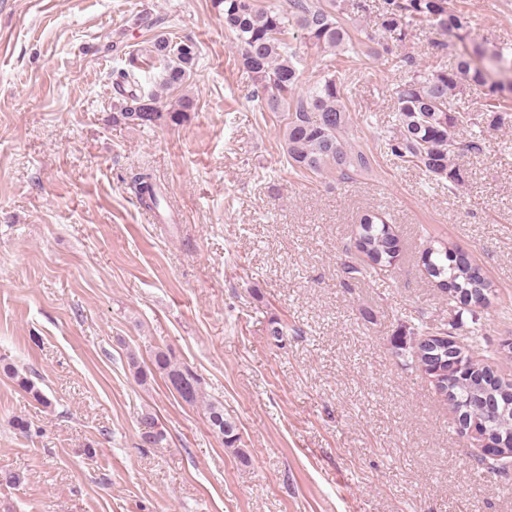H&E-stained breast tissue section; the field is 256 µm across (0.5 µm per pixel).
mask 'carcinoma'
I'll list each match as a JSON object with an SVG mask.
<instances>
[{
	"label": "carcinoma",
	"instance_id": "1",
	"mask_svg": "<svg viewBox=\"0 0 512 512\" xmlns=\"http://www.w3.org/2000/svg\"><path fill=\"white\" fill-rule=\"evenodd\" d=\"M215 0L223 16L224 31L234 40L238 68L253 82V97L271 112L286 111L283 141V166L289 172L308 177L327 170L338 179L348 181L371 167L370 156L356 148L349 138L350 114L344 102V78L337 70L326 72L305 90H299L302 72L301 48L287 38L290 30L301 31L304 47L317 51L348 50L353 46L342 15L346 11L364 8L361 0ZM428 23L444 34L461 42L471 41V47L455 57L451 65L434 69L424 67L413 54L397 55L394 66L405 70L407 78L394 90L396 109L394 123L384 131L382 141L391 156L402 163H411L434 180H447L448 190L465 183V175L457 162V130L470 133L469 151H482L481 129L512 124V49L484 39L472 38L467 14L448 7V0H381L380 27L396 42L410 36L415 23ZM150 52L163 64V77L158 88L146 90L128 71L118 72L113 81L119 101L113 107L112 123L127 126L179 124L196 103L180 97L166 109L162 94L181 87L198 58L199 48L191 38L173 42L158 35ZM485 89L484 101L470 112L451 109V100L464 84ZM129 187L139 205L153 210L159 206L160 186L154 173L142 167L130 174ZM350 242L367 261L360 264L343 263V273L350 280L371 275L372 271L392 263L399 253V240L390 225L379 214L366 213L360 218ZM424 265L437 285L449 296L464 303L462 296H486L491 285L479 268L464 255L443 244L424 250ZM456 325L453 323L422 322L411 335L398 333L391 338L392 353L398 358H411L419 371L440 365L441 373L434 375L440 395H452L453 408L465 410L467 400L478 381L448 374V340ZM129 367L138 382L145 384L158 374L180 397L194 404L200 397V379L181 365L171 349L157 346L146 365L129 354ZM6 374L32 397L50 404L47 396L29 378L10 365ZM212 430L224 441V446L239 457L240 437L235 421L224 415V407L208 409ZM502 438L512 437V411L487 424ZM512 457V446L499 451V457L479 463L489 472L506 468Z\"/></svg>",
	"mask_w": 512,
	"mask_h": 512
}]
</instances>
